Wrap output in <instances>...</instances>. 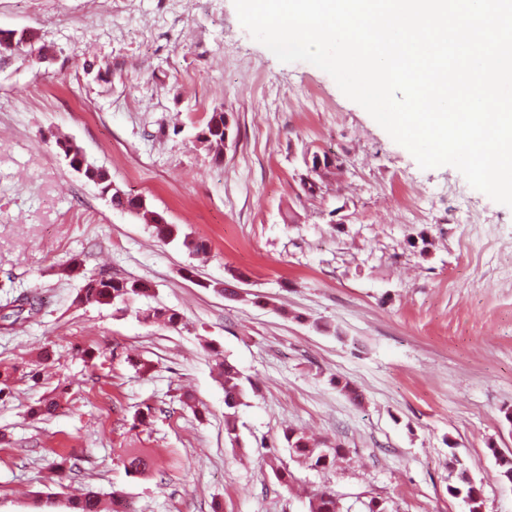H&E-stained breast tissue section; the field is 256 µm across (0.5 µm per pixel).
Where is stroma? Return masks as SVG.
Masks as SVG:
<instances>
[{
    "label": "stroma",
    "mask_w": 512,
    "mask_h": 512,
    "mask_svg": "<svg viewBox=\"0 0 512 512\" xmlns=\"http://www.w3.org/2000/svg\"><path fill=\"white\" fill-rule=\"evenodd\" d=\"M0 28L56 50L0 60V313L42 301L0 320V512H68L88 489L136 512H308L324 487L342 512L374 498L467 512L448 493L453 455L484 512H512L492 454L512 452V208L454 167L421 169L329 74L255 41L233 0H0ZM217 108L233 119L218 162L194 140ZM61 132L206 252L114 209L60 157ZM314 151L339 163L318 183ZM99 273L153 293L125 310L79 302ZM224 280L239 299L214 290ZM151 306L178 328L143 321ZM216 349L247 379L236 446ZM49 398L55 413L32 417ZM288 428L346 453L302 467ZM126 448L158 471L129 475Z\"/></svg>",
    "instance_id": "35a3bbf8"
}]
</instances>
